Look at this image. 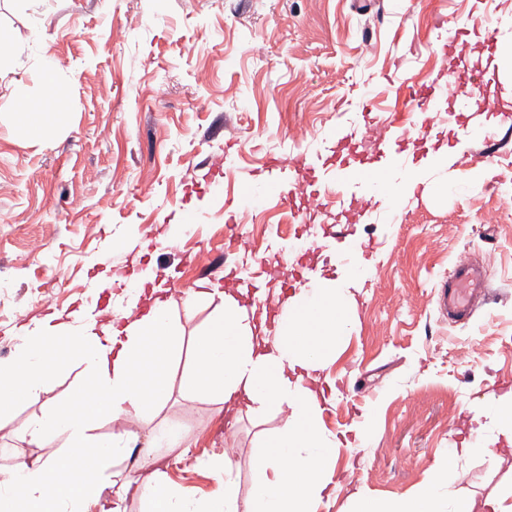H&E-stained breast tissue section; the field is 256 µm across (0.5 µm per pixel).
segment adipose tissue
Masks as SVG:
<instances>
[{
	"mask_svg": "<svg viewBox=\"0 0 512 512\" xmlns=\"http://www.w3.org/2000/svg\"><path fill=\"white\" fill-rule=\"evenodd\" d=\"M369 274L361 269L332 280L312 277L283 303L272 323L256 320L255 307L242 304L218 285L190 291L185 305L212 306L192 346H185L170 300L159 297L146 313L137 304L97 313L74 311L78 325L63 331L51 318L25 328L22 344L0 362V424L10 419L15 396L37 395L59 367L83 365L91 386L34 416L19 430L28 446L48 454L0 474V502L9 512H126L128 496L141 512H241L229 454L213 456L209 467L224 484L218 500L186 497L156 466V449L183 447L187 434L178 418L140 437L120 420L151 416L169 396V376L181 351L190 364L181 388L229 407L264 414L289 408L285 426L261 435L252 452L254 481L250 512H317L331 495L329 472L340 446L322 423L325 369L351 325L353 290ZM110 425L98 435L94 426ZM95 449L100 471L111 478L87 479L85 452ZM134 460L149 470L145 481L116 471L115 462ZM355 512H512V488L484 499L462 497L452 468L439 471L408 498L358 496Z\"/></svg>",
	"mask_w": 512,
	"mask_h": 512,
	"instance_id": "ef3b65f1",
	"label": "adipose tissue"
}]
</instances>
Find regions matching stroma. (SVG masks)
Listing matches in <instances>:
<instances>
[{
    "label": "stroma",
    "instance_id": "stroma-1",
    "mask_svg": "<svg viewBox=\"0 0 512 512\" xmlns=\"http://www.w3.org/2000/svg\"><path fill=\"white\" fill-rule=\"evenodd\" d=\"M0 25L15 35L0 57V96L57 114L53 134L35 138L0 113V360L15 355L22 325L77 310L92 298L90 279L104 273L172 271L174 319L192 339L210 315L183 305L198 282L248 267L246 288L272 290L266 262L295 283L306 270L341 276L335 245L285 252L271 225L341 231L372 250L354 325L323 372L335 395L322 421L341 446L338 487L318 512H352L362 491L412 494L449 462L470 496L512 481L490 455L448 459L479 435L493 453L512 450L487 418L494 399L512 391V66L493 58L512 44V0H0ZM446 27L464 41L445 55ZM48 59L58 75L51 105L41 80ZM457 64L471 90L496 101L476 102L460 126L492 139L425 121L406 159L424 181L394 223L373 202L347 215L326 158L358 132L380 159L390 135L367 130L364 94L387 117L413 119L405 84ZM299 155L328 190L330 222L301 224L274 196L256 210L241 206L258 183L292 188ZM480 165L493 177L466 185ZM180 224L190 233L177 234ZM462 255L484 265L492 292L455 324L438 298ZM86 379L83 366L70 365L15 405L13 421L0 425V470L41 456L18 425ZM172 415L186 426L190 455L165 454L162 468L196 499L222 495L206 461L227 448L248 496L252 448L287 418L228 413L184 396L175 380L164 408L129 428L145 433Z\"/></svg>",
    "mask_w": 512,
    "mask_h": 512
}]
</instances>
